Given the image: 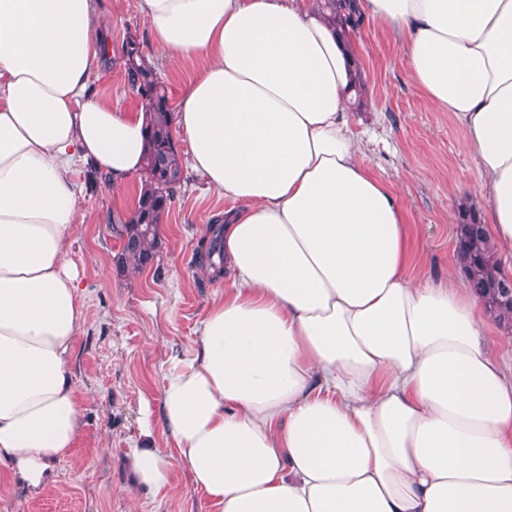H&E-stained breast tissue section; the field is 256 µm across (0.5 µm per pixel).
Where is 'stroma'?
I'll list each match as a JSON object with an SVG mask.
<instances>
[{
	"label": "stroma",
	"mask_w": 512,
	"mask_h": 512,
	"mask_svg": "<svg viewBox=\"0 0 512 512\" xmlns=\"http://www.w3.org/2000/svg\"><path fill=\"white\" fill-rule=\"evenodd\" d=\"M93 31L104 34L105 44L91 86L114 108L139 111L123 58L130 40L151 51L138 0H98ZM355 41L363 92L350 120L354 131L370 134L363 161L396 189L408 214L412 276H442L455 256L458 212L476 204L477 161L462 148L451 113L433 109L414 87L404 52L389 33L367 17ZM71 174L81 192L66 261L80 274L86 318L70 373L82 397V429L52 467L47 491L0 482V512H217L192 489L185 470L174 471L165 493L134 484L126 452L173 445L160 425L163 378L170 358L193 347L210 302L230 284L208 279L194 257L209 225L232 202L185 169L154 260L139 270L121 269V243L111 224L130 214L139 182L112 186L80 160Z\"/></svg>",
	"instance_id": "1"
}]
</instances>
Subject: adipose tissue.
Masks as SVG:
<instances>
[{"label":"adipose tissue","instance_id":"1","mask_svg":"<svg viewBox=\"0 0 512 512\" xmlns=\"http://www.w3.org/2000/svg\"><path fill=\"white\" fill-rule=\"evenodd\" d=\"M479 163L482 222L512 256V0H361ZM156 62L200 56L175 124L235 201L232 286L164 376L175 469L217 512H512V381L457 266L413 277L395 190L362 159L355 42L316 0H139ZM97 0H0V462L36 493L81 430L70 374L85 319L64 257L74 157L140 179L143 113L91 96Z\"/></svg>","mask_w":512,"mask_h":512}]
</instances>
